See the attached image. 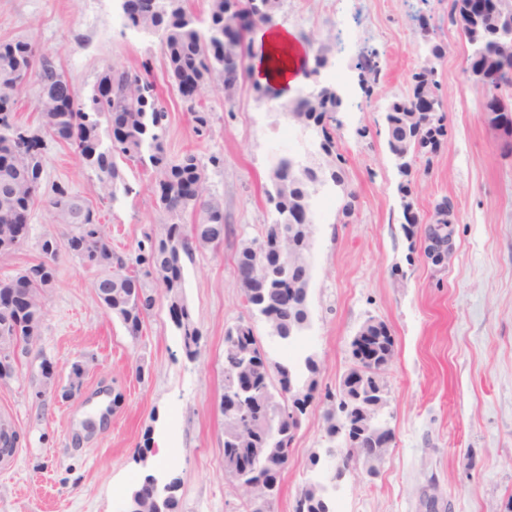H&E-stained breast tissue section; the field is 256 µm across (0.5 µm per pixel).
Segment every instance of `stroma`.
<instances>
[{
    "instance_id": "1",
    "label": "stroma",
    "mask_w": 512,
    "mask_h": 512,
    "mask_svg": "<svg viewBox=\"0 0 512 512\" xmlns=\"http://www.w3.org/2000/svg\"><path fill=\"white\" fill-rule=\"evenodd\" d=\"M88 9V0H0V40L26 37L56 55L80 94L107 66L134 68L153 57L169 111L168 153L191 150L222 160L208 176L211 193L224 202V244L196 253L184 267V295L203 334L194 358L184 353L166 299L157 301L139 339H131L100 307L89 273L61 259L40 348L56 363L61 387L69 386L74 364L87 371L80 392L67 399L35 398L36 374L25 362L10 387L0 388V419L24 435L12 456L0 458V512H122L148 473L180 479V512H250L224 470V417L216 407L224 391V335L247 323L271 363L284 355L248 307L235 260L273 215L266 192L280 156L268 133L285 121L280 105L312 85L318 55L330 66L343 62L354 88L338 114L336 156L322 150L318 136L303 153L304 166L317 171L321 189L332 196L313 227L308 256L306 352L319 364V389H338L352 364L350 341L368 317L383 321L393 339L381 415L394 442L376 475L355 465L336 493L344 512H506L512 503V150L500 147L482 117V90L464 72L468 45L448 18L449 0H282L251 35V63L262 68L268 32L292 31L301 46L296 82L283 85L274 100L257 98L250 76L230 97L221 87L208 88L204 100L213 118L203 136L169 88L159 37L121 35L112 26L115 0H103L92 24L84 20ZM347 17L355 21L358 51L378 52L379 80L363 76L356 56L339 58L337 23ZM436 45L441 55L432 54ZM425 69L440 86L447 133L405 174L388 148L385 110ZM335 168L343 187L331 180ZM124 174L139 194L104 207L95 174L69 145L53 146L45 168L46 182L69 183L95 203L120 252L164 220L149 174L131 166ZM403 184L409 197L399 191ZM347 190L355 195L348 215L342 211ZM407 200L423 213L446 200L458 213L455 255L443 274L408 259ZM53 229L50 212L34 210L26 245L0 263V276L36 262L40 240ZM139 365L146 370L141 378ZM324 411L317 400L302 418L275 512H294L305 483L335 470L325 455ZM148 440L167 452L138 463L134 452Z\"/></svg>"
}]
</instances>
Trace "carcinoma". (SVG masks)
I'll return each mask as SVG.
<instances>
[{"instance_id": "carcinoma-1", "label": "carcinoma", "mask_w": 512, "mask_h": 512, "mask_svg": "<svg viewBox=\"0 0 512 512\" xmlns=\"http://www.w3.org/2000/svg\"><path fill=\"white\" fill-rule=\"evenodd\" d=\"M281 0H208L203 16L187 8L185 0H142V15L127 13L125 28L139 34L160 38L165 74L174 91L188 79L205 89L218 82L229 93L234 92L245 71L237 52L224 57L212 55L209 45L224 33V16L245 11L259 22H265ZM451 24L472 47L489 44L500 27L499 19L476 13L471 0H451ZM360 68L377 79L382 71L378 54L374 51L362 56ZM26 71L33 80L35 121L28 123L18 118L21 88L26 81L19 73ZM114 84L112 99L99 101L77 96L74 109L68 112L52 111L56 96L70 93L66 70L52 54L42 52L28 39L0 41V128L24 126L47 138V142L67 144L74 148L83 163L91 169L99 183L101 203L116 202L119 196L139 193L129 183L118 161L151 172V184L157 209L167 215L168 222L143 232L129 252H119L99 224L90 202L74 192L65 182H53L42 189L44 166L28 169L24 159L15 151L13 139L0 134V245L24 247L27 236L16 237V226L29 220L36 203L41 202L60 226L54 238L59 247L47 250L48 239L40 243V259L24 268L22 274L0 278V294L24 287L31 294L32 309L18 315L7 306L0 307V324H17L26 336L24 358L32 363L40 357L36 346L42 335L48 298L56 288L57 269L64 257L76 260L93 274L99 303L121 322L129 335L136 339L142 334L145 320L155 308L160 295L168 304L178 307L182 320L174 323L183 338L186 355L199 353L202 334L195 325L191 311L183 297L184 262L197 251L217 249L224 243L223 202L211 194L208 186L207 165L220 164L217 156L202 162L198 154L186 152L171 157L165 149V134L169 125L168 109L157 92L151 62L146 60L139 68L109 66L98 76ZM439 87L424 70L415 75L412 92L393 101L385 115L387 143L391 154L420 153L426 142H435L445 133V115L423 118L422 123L404 124L408 104L419 96L427 85ZM342 101L336 90L323 87L313 92L300 105L305 114L304 127L322 133V148H334L330 129L338 128L336 118ZM187 111L199 135L211 127L212 113L203 102L187 104ZM312 190L308 184L290 192L271 181L267 199L274 209L290 211L309 202ZM193 216L187 226L182 223L185 214ZM22 240L14 245L15 239ZM295 283L284 272L276 276L258 268L251 284L244 289L246 301L264 317L270 334L291 343L305 328L303 321L308 308V294H303L296 307L288 306V296ZM393 354V342L387 327H382L377 342L373 369L388 362ZM310 374L307 387L301 391L288 390V382L296 381L293 366L287 363L271 365L267 352L260 344L251 325L240 323L227 330L224 336V389L240 369L250 372L255 380V391L247 401L259 402L254 412H246L227 423L224 432V470L236 477L234 457L240 453H259V469L249 490L252 496L263 494L259 478L271 472L281 473L288 468L289 453L282 447L283 440L294 437L301 420H288L283 409L292 402L300 407V415L314 399L318 368L313 357L305 359ZM18 432L7 424L0 425V456L9 455L15 448ZM360 449L331 444L328 457L340 456L339 471H347L356 464ZM178 478L173 477L163 486L156 484L154 475L144 477L141 486L129 497L132 512H178ZM307 502L306 510L295 512H331L332 504L323 484L310 483L300 493Z\"/></svg>"}]
</instances>
